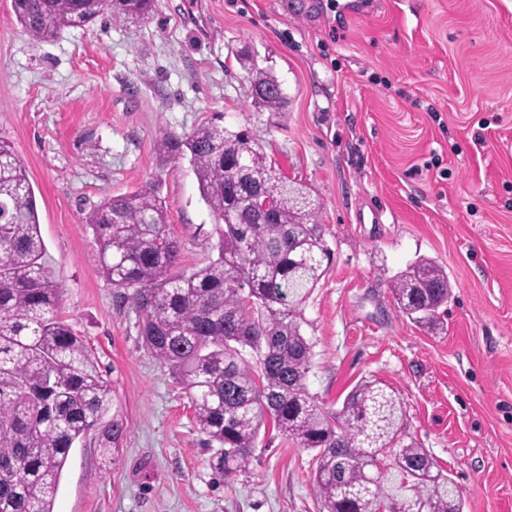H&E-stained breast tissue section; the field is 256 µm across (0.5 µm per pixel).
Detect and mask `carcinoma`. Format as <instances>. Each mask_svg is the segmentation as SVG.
<instances>
[{
    "mask_svg": "<svg viewBox=\"0 0 512 512\" xmlns=\"http://www.w3.org/2000/svg\"><path fill=\"white\" fill-rule=\"evenodd\" d=\"M156 0H13L36 43L97 18H146ZM236 56L259 108L281 111L287 95L257 67L248 47ZM160 153L189 158L215 220L218 257L181 273V243L167 210L145 186L106 197L84 218L102 274L142 316L146 348L184 384L207 436L214 479L246 469L262 427L272 424L315 451L313 480L323 512H463L462 492L405 432L406 410L378 377L359 380L339 409L307 389L313 343L304 309L325 275L329 249L310 188L276 168L247 130L215 122L164 134ZM273 197V220L259 222L248 195ZM61 287L40 233L24 161L0 140V512H53L74 445L107 415L98 447L117 460L124 422L110 383L72 326L58 316ZM391 293L424 330H444L440 308L452 287L436 261L399 272ZM388 465L370 479L375 459Z\"/></svg>",
    "mask_w": 512,
    "mask_h": 512,
    "instance_id": "obj_1",
    "label": "carcinoma"
}]
</instances>
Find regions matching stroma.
<instances>
[{
  "label": "stroma",
  "instance_id": "stroma-1",
  "mask_svg": "<svg viewBox=\"0 0 512 512\" xmlns=\"http://www.w3.org/2000/svg\"><path fill=\"white\" fill-rule=\"evenodd\" d=\"M336 16L335 0H157L147 18L105 15L36 46L0 0V139L35 192L58 314L106 371L125 427L116 463L95 435L75 445L54 512H323L312 451L272 429L245 471L213 480L186 390L145 347L84 222L103 197L151 184L182 270L215 259L189 161L157 141L216 117L251 130L320 204L331 261L304 311L310 395L336 409L380 377L464 512H512V0ZM245 45L282 82V111L253 105L234 58ZM420 257L453 288L435 336L390 292Z\"/></svg>",
  "mask_w": 512,
  "mask_h": 512
}]
</instances>
